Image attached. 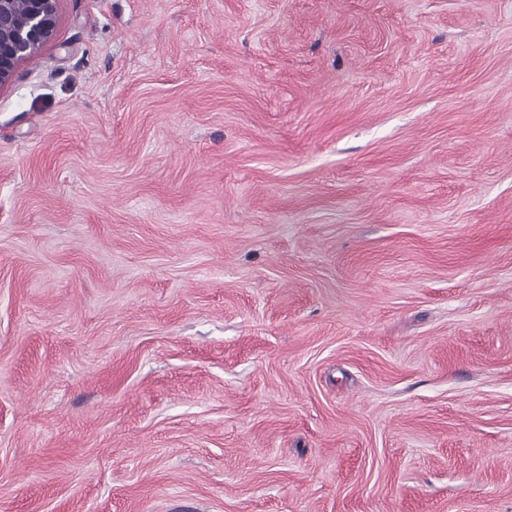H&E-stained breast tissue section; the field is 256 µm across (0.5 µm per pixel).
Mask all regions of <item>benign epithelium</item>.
<instances>
[{
  "label": "benign epithelium",
  "mask_w": 512,
  "mask_h": 512,
  "mask_svg": "<svg viewBox=\"0 0 512 512\" xmlns=\"http://www.w3.org/2000/svg\"><path fill=\"white\" fill-rule=\"evenodd\" d=\"M0 0V85L9 82L17 68L33 58L54 36L58 0Z\"/></svg>",
  "instance_id": "1"
}]
</instances>
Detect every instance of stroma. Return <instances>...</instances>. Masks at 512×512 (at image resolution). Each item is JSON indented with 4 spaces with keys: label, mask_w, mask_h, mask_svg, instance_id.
Wrapping results in <instances>:
<instances>
[{
    "label": "stroma",
    "mask_w": 512,
    "mask_h": 512,
    "mask_svg": "<svg viewBox=\"0 0 512 512\" xmlns=\"http://www.w3.org/2000/svg\"><path fill=\"white\" fill-rule=\"evenodd\" d=\"M0 512H512V0H60Z\"/></svg>",
    "instance_id": "stroma-1"
}]
</instances>
